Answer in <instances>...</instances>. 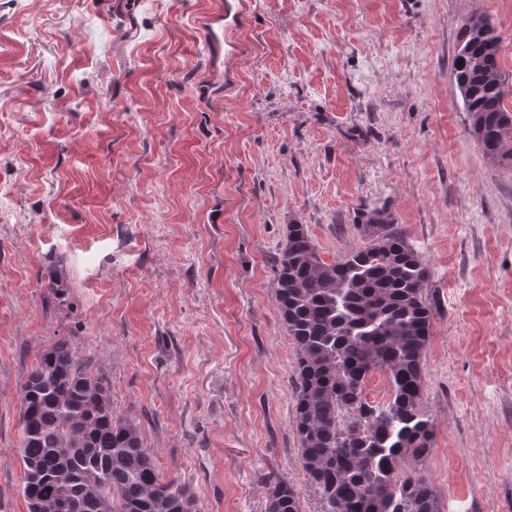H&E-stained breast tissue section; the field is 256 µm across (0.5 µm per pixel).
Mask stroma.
Here are the masks:
<instances>
[{
    "instance_id": "35a3bbf8",
    "label": "stroma",
    "mask_w": 512,
    "mask_h": 512,
    "mask_svg": "<svg viewBox=\"0 0 512 512\" xmlns=\"http://www.w3.org/2000/svg\"><path fill=\"white\" fill-rule=\"evenodd\" d=\"M213 0H0V512L22 496L21 387L55 341L91 356L164 477L204 512H320L293 426L276 258L371 212L427 264L422 472L441 512H512V162L469 134L465 24L512 0H254L208 52ZM267 512H302L299 493L287 481L269 485L266 493Z\"/></svg>"
}]
</instances>
